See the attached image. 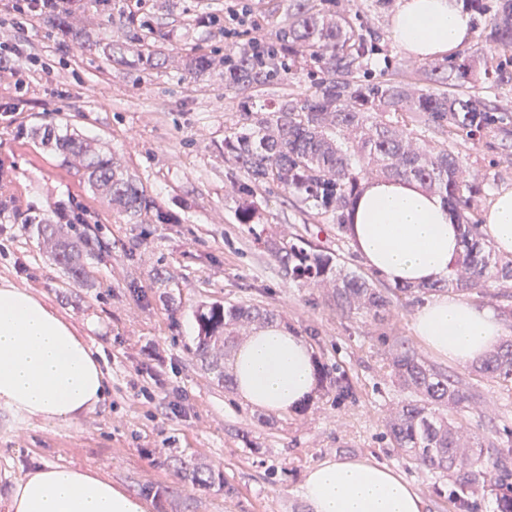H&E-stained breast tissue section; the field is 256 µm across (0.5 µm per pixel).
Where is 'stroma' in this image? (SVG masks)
Listing matches in <instances>:
<instances>
[{
    "mask_svg": "<svg viewBox=\"0 0 512 512\" xmlns=\"http://www.w3.org/2000/svg\"><path fill=\"white\" fill-rule=\"evenodd\" d=\"M290 0H253L258 38L276 43L288 22ZM399 0H339L378 40L360 76L414 78L433 64L403 52L390 35ZM225 0H145L130 14L118 0L109 16L84 19L100 34L125 42L124 59L61 43L39 23L19 33L0 14V44L20 47L0 74V282L45 298L107 362L110 396L75 425L13 419L0 408V512L12 479L53 462L90 467L142 497L147 512H306L300 484L306 470L327 457H371L402 472L424 498L426 512H448L435 477L392 447L383 411L397 401L385 352L396 336L429 365L475 389L483 416L464 419L486 434L496 451L512 455V385L475 377L472 366L439 360L415 336L417 300L382 320L347 317L325 292L286 281L263 237L288 233L340 255L350 271L364 266L336 227L309 216L280 193L259 196L260 216L242 223L240 195L224 159V137L250 103L224 90L219 72L183 78L178 53L224 54L222 26L201 17L223 16ZM161 45L163 67L144 72L135 62L138 41ZM70 126L146 188L156 211L132 220L93 193L81 173L41 145L34 129ZM482 175L477 197L486 213L495 194L512 188V130L453 143ZM83 206L73 230L84 242L85 277L71 278L39 246L37 222L62 223ZM244 302L281 312L289 331L308 344L322 370L309 401L274 413L252 408L225 388L196 352V310L211 303ZM351 387L336 395V378ZM151 388L145 398L143 388ZM212 470L210 486L177 473L182 459Z\"/></svg>",
    "mask_w": 512,
    "mask_h": 512,
    "instance_id": "stroma-1",
    "label": "stroma"
}]
</instances>
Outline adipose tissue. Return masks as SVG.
Returning a JSON list of instances; mask_svg holds the SVG:
<instances>
[{
	"instance_id": "obj_1",
	"label": "adipose tissue",
	"mask_w": 512,
	"mask_h": 512,
	"mask_svg": "<svg viewBox=\"0 0 512 512\" xmlns=\"http://www.w3.org/2000/svg\"><path fill=\"white\" fill-rule=\"evenodd\" d=\"M459 0H401L391 32L408 56L452 55L469 37ZM348 236L369 271L397 285L447 279L462 251V227L442 197L400 178L365 180L349 210ZM483 231L495 251L512 255V189L496 194ZM413 329L444 360L467 365L500 342L504 328L487 306L440 294L418 307ZM233 376L252 407L287 412L316 386L305 341L273 324L237 348ZM109 373L100 355L50 304L27 289L0 284V405L28 419L79 423L104 400ZM308 512H423L405 475L367 458H327L300 486ZM8 512H146L144 502L95 469L47 463L15 479Z\"/></svg>"
}]
</instances>
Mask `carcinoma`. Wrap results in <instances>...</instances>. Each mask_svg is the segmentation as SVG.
<instances>
[{
	"instance_id": "cac0c4a2",
	"label": "carcinoma",
	"mask_w": 512,
	"mask_h": 512,
	"mask_svg": "<svg viewBox=\"0 0 512 512\" xmlns=\"http://www.w3.org/2000/svg\"><path fill=\"white\" fill-rule=\"evenodd\" d=\"M466 2L482 18L478 37L504 52L511 50L512 0H495L493 5ZM92 10L100 16L110 14L111 0H65L40 20L64 41L97 46L99 34L78 23ZM291 18L283 33L288 55L275 47L258 61L250 45L241 44L228 53L231 61L224 65V90L249 98L286 72L316 68L323 74L313 90L294 100L253 107L224 137V153L244 176L237 182L241 222L249 224L256 217L257 190L276 189L331 221L341 236L347 233L348 209L362 182L382 175L415 180L444 198L463 226V249L444 281L429 287L380 288L374 276L343 272L309 241L270 235L262 244L285 278L326 290L343 315L374 320L412 298L441 290L512 298V259L497 257L482 237L475 215L479 183L467 175L465 159L448 147L453 136H472L503 121L482 92L512 86L508 63L474 53L430 73L423 85L390 79L359 82L356 74L377 51L361 18L330 8L327 0H297ZM137 58L145 70L162 61L152 48L137 50ZM213 67L211 56L197 51L180 61L182 74L193 80ZM411 123L420 132L409 128ZM43 139L54 142L89 187L129 219L137 220L153 208L143 186L87 139L51 129ZM41 240L73 279L83 278V250L62 226L42 225ZM195 318L197 354L215 369L251 326L274 324L280 314L254 305L212 303ZM387 360L402 392L383 416L393 447L467 494L453 497L452 509L477 512L478 494L486 491L495 496L498 512H512V468L507 458L485 448L482 434L458 422L466 413L481 412L476 393L456 376L427 364L398 338L388 345ZM474 373L481 379L512 383V338L483 359Z\"/></svg>"
}]
</instances>
